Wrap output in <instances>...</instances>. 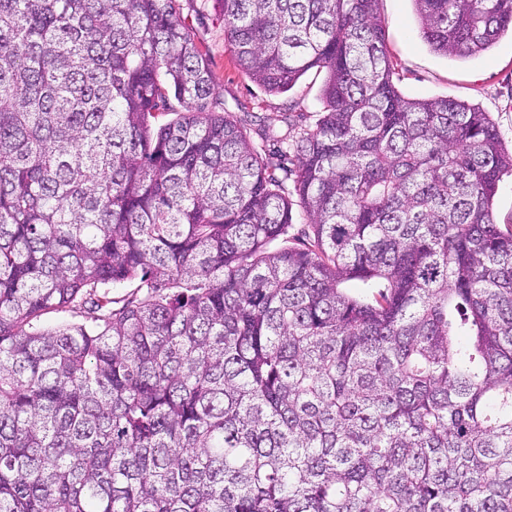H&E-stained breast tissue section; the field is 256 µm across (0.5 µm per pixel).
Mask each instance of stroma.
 I'll return each mask as SVG.
<instances>
[{"instance_id": "obj_1", "label": "stroma", "mask_w": 512, "mask_h": 512, "mask_svg": "<svg viewBox=\"0 0 512 512\" xmlns=\"http://www.w3.org/2000/svg\"><path fill=\"white\" fill-rule=\"evenodd\" d=\"M180 18L195 34L210 61L215 91L227 111L253 115L251 131L265 129L271 139L267 151L294 117L314 126L322 112L323 77L306 73L288 92L270 94L251 82L224 50V25L214 0H180ZM377 14L386 44L397 63L399 89L409 98H454L479 105L494 119L506 145H512V38L504 37L487 53L451 59L433 53L424 42L411 0H378Z\"/></svg>"}]
</instances>
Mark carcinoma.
Masks as SVG:
<instances>
[{
    "label": "carcinoma",
    "mask_w": 512,
    "mask_h": 512,
    "mask_svg": "<svg viewBox=\"0 0 512 512\" xmlns=\"http://www.w3.org/2000/svg\"><path fill=\"white\" fill-rule=\"evenodd\" d=\"M216 2L266 92L326 71L291 168L178 0H0V512H512V148L401 93L377 0ZM412 2L445 57L512 35ZM495 220L497 224L512 225V178L506 177L500 183L496 203ZM73 311H58L50 310L44 313L41 317V324L44 328H55L60 325L68 323H87L91 324L90 315L86 313H79V310Z\"/></svg>",
    "instance_id": "1"
}]
</instances>
